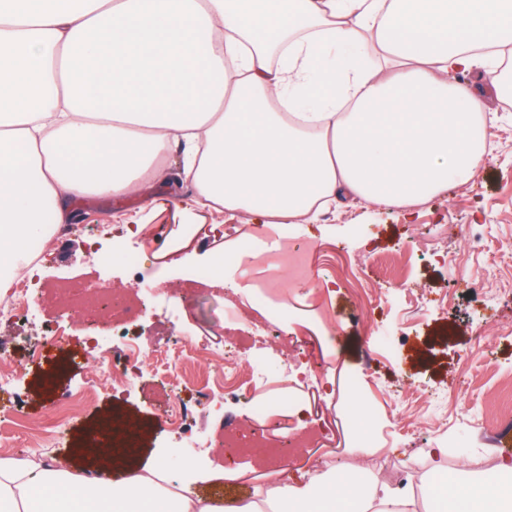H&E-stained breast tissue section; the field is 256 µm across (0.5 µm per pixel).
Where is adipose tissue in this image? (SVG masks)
<instances>
[{"label": "adipose tissue", "instance_id": "adipose-tissue-1", "mask_svg": "<svg viewBox=\"0 0 512 512\" xmlns=\"http://www.w3.org/2000/svg\"><path fill=\"white\" fill-rule=\"evenodd\" d=\"M512 0H0V288L19 246L122 204L168 158L194 204L291 224L354 204L413 207L486 161L512 93ZM425 488L450 512H512V465ZM242 498L148 464L120 482L0 455V512H420L370 470L255 477Z\"/></svg>", "mask_w": 512, "mask_h": 512}]
</instances>
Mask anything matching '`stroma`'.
<instances>
[{"mask_svg": "<svg viewBox=\"0 0 512 512\" xmlns=\"http://www.w3.org/2000/svg\"><path fill=\"white\" fill-rule=\"evenodd\" d=\"M491 155L486 164L466 182L451 185L416 208L411 218L401 209L357 206L329 210L317 220L300 218L296 231L317 243V251L307 257L310 267L329 274L333 260L326 247L341 242L352 261L368 264L375 283H385L384 272L370 264L371 256L394 253L409 241H417L428 252L418 261L410 285L397 289L393 302L382 304L371 314L386 344L368 340L366 323L353 316L354 300L342 288L333 289L328 309L344 326L337 335L336 352L346 368L372 371L369 388L379 402L389 403L397 383L425 393H454L467 390L468 409L449 407L448 422L455 434L459 453L448 456L445 466L449 478L461 479L477 472L479 464L512 463V442L501 441L498 409L492 396L497 389L496 374L512 375V333L494 332L497 324L512 325V297L486 305L475 303L452 277V263L463 246L454 235L456 224H489L493 232L485 251L472 252L468 266L481 277L496 273V287L512 289V99L501 106L499 120L491 130ZM80 221L56 236L45 263V273L56 269L81 276L95 273L94 252L111 248L130 224H247L244 213L215 211L196 206L176 210L174 198L158 191L154 205L140 207L138 199L125 204L92 198L80 208ZM447 298L448 306L428 314L416 311L414 299ZM52 310H38L27 320L0 315V352L11 362L28 366L33 351L41 346L49 330ZM100 329L97 316L84 318L80 334H68L60 350L55 351L56 368H30L24 379L0 390V454L19 458H59L87 465V458L76 453L77 445L91 437L95 428L111 416L130 417L138 426L132 438V462L148 458H166L167 471L179 476L181 458L170 450L175 435L167 427L164 411L170 400L190 405L186 421L189 429L205 434L223 424L225 417L239 414L234 402H227L223 413L196 407L191 391L180 384L175 373H144L131 390L104 388L92 403L71 419L63 429L49 437L39 448L18 428L21 416L49 417L52 404L61 394L85 388L86 375L77 366L67 365L68 354L82 351L87 339ZM400 351V361H387L386 348Z\"/></svg>", "mask_w": 512, "mask_h": 512, "instance_id": "35a3bbf8", "label": "stroma"}]
</instances>
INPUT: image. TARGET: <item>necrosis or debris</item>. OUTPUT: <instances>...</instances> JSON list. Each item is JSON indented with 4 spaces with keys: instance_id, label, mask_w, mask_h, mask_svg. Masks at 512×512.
Returning <instances> with one entry per match:
<instances>
[{
    "instance_id": "necrosis-or-debris-1",
    "label": "necrosis or debris",
    "mask_w": 512,
    "mask_h": 512,
    "mask_svg": "<svg viewBox=\"0 0 512 512\" xmlns=\"http://www.w3.org/2000/svg\"><path fill=\"white\" fill-rule=\"evenodd\" d=\"M217 232L223 245L211 246L210 260L186 268L182 278L168 279L164 268L146 265L137 248L113 244L99 253L101 265L122 260L131 282L96 279L77 287L73 277L64 276L42 289L44 304L60 313H93L101 316L107 335L85 347L83 358L90 362L88 381L99 388H130L143 366L179 361L182 351L174 348L156 354L144 336L128 337L130 325L147 314L179 315L180 296L192 294L195 301L219 298L224 302V342L218 346H193L191 362L205 372V379L184 376L192 384L197 404H212L217 391L243 399L247 410L234 428L216 438L184 436L175 449L186 461H193L200 449L221 446L233 450L246 464L270 471L284 460H297L310 449L323 447L332 433H342L349 447L383 448L396 432L412 435L413 423L403 422L386 411L365 390L358 373L343 372L344 399L333 419H325L321 408L311 407L310 394H324L336 369L335 319L323 317L317 309H298L287 298L272 294L268 279L317 297L331 288H350L358 295L356 314L367 317L373 302L383 299L365 269L342 263L341 248H334L338 272L322 279L306 272L301 254L303 243L292 237L288 224H227L203 230L196 224L172 227L155 224L146 232L157 249L181 250L188 241L203 244L208 232ZM121 348L122 360L110 367L95 366L109 346Z\"/></svg>"
}]
</instances>
